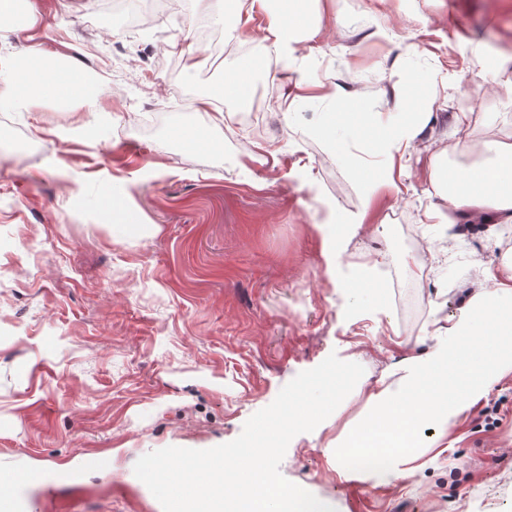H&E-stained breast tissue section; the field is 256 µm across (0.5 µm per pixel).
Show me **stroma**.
I'll return each mask as SVG.
<instances>
[{"label":"stroma","instance_id":"1","mask_svg":"<svg viewBox=\"0 0 512 512\" xmlns=\"http://www.w3.org/2000/svg\"><path fill=\"white\" fill-rule=\"evenodd\" d=\"M38 6L35 25L18 19L0 41V59L36 43L77 58L100 83L104 110L93 143L58 136L82 120L77 107L0 110V468L33 471L22 497L162 512L134 474L140 457L235 439L334 353L365 372L335 412L290 442L286 479L336 512H512L511 370L444 442L422 449L408 479H347L328 457L381 373L399 385L403 357L447 342L471 283L512 255V239L498 224L428 220L445 201L423 146L371 194L348 165L378 164L365 133L340 127L326 139L317 128L330 102L289 98L309 73L365 88L383 115L395 80L421 74L451 96L423 145L438 141L454 165H469L456 143L491 151L512 140V101L486 93L478 75L479 53L512 56V0H320L306 70L273 80L275 61L264 60L253 129L191 106L242 64L231 55L212 65L193 44V0L136 33L101 0ZM187 46L199 60L192 71ZM177 126L207 128L208 146L180 143ZM113 185L128 195L108 205L102 191ZM125 209L150 233L118 229ZM364 266H409L427 285L382 305L378 288L356 285Z\"/></svg>","mask_w":512,"mask_h":512}]
</instances>
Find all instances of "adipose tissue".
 Wrapping results in <instances>:
<instances>
[{
	"label": "adipose tissue",
	"instance_id": "1",
	"mask_svg": "<svg viewBox=\"0 0 512 512\" xmlns=\"http://www.w3.org/2000/svg\"><path fill=\"white\" fill-rule=\"evenodd\" d=\"M311 0H194L198 16H227L228 35L248 36L255 14L266 18L265 50L285 65H300L307 58L301 44L311 33ZM255 70L239 67L226 71L214 93L194 100L202 111L215 100L228 105L248 103L254 93ZM102 90L79 64L55 62L40 45L33 44L16 61L0 71V103L32 110L43 101L80 102L87 118L102 112ZM331 101L339 102L337 123L353 130L367 125L364 95L339 83L328 86ZM418 119L380 128L370 139L373 154L390 158L411 152L421 121ZM454 183L443 198L447 211L439 220L459 224L482 216L494 224H512V144H502L494 160L470 169L454 171ZM406 375L399 387L379 378L365 394L366 413L361 422L337 438L330 459L337 471H346L356 454H377L387 462L377 475L386 480L405 479L413 472L425 431L446 436L449 427L482 398L504 371L512 369V259L486 272L480 288L473 292L464 315L448 328V342L431 351L406 357Z\"/></svg>",
	"mask_w": 512,
	"mask_h": 512
}]
</instances>
